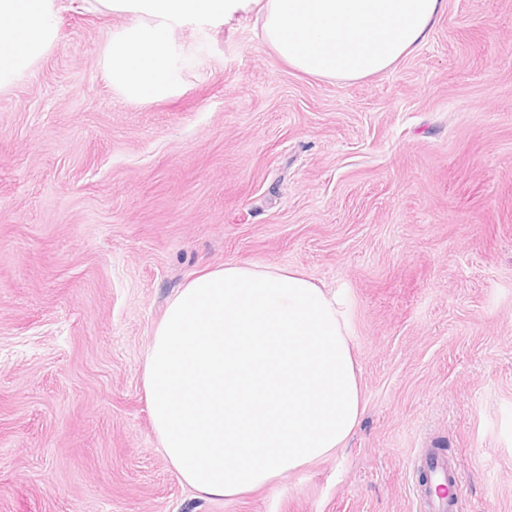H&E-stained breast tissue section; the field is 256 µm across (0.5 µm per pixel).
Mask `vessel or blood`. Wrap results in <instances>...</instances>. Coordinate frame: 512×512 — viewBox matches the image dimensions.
<instances>
[{
	"label": "vessel or blood",
	"instance_id": "obj_1",
	"mask_svg": "<svg viewBox=\"0 0 512 512\" xmlns=\"http://www.w3.org/2000/svg\"><path fill=\"white\" fill-rule=\"evenodd\" d=\"M415 464L427 477L417 488L426 512H460L461 484L455 462L443 453L429 451L416 458Z\"/></svg>",
	"mask_w": 512,
	"mask_h": 512
}]
</instances>
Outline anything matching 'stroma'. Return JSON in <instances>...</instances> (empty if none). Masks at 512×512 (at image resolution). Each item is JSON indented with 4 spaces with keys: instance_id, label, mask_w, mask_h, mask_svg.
Wrapping results in <instances>:
<instances>
[{
    "instance_id": "35a3bbf8",
    "label": "stroma",
    "mask_w": 512,
    "mask_h": 512,
    "mask_svg": "<svg viewBox=\"0 0 512 512\" xmlns=\"http://www.w3.org/2000/svg\"><path fill=\"white\" fill-rule=\"evenodd\" d=\"M62 11L0 95V512H512V0H445L359 81L301 74L256 12L176 29V96L136 104ZM228 262L343 299L364 412L335 455L204 499L157 448L143 360L168 300ZM427 481L417 486V493L425 500V512H460L461 484L455 462L441 452L427 451L413 462ZM433 485L443 486L444 492L434 494Z\"/></svg>"
}]
</instances>
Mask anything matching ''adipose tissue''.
I'll return each instance as SVG.
<instances>
[{"mask_svg": "<svg viewBox=\"0 0 512 512\" xmlns=\"http://www.w3.org/2000/svg\"><path fill=\"white\" fill-rule=\"evenodd\" d=\"M123 15L101 51L132 102L174 93V30L257 6L265 42L292 69L358 81L425 41L444 0H70ZM60 0H0V94L59 44ZM159 447L180 480L232 498L343 448L363 413L348 320L299 271L228 263L170 299L143 362Z\"/></svg>", "mask_w": 512, "mask_h": 512, "instance_id": "1", "label": "adipose tissue"}]
</instances>
